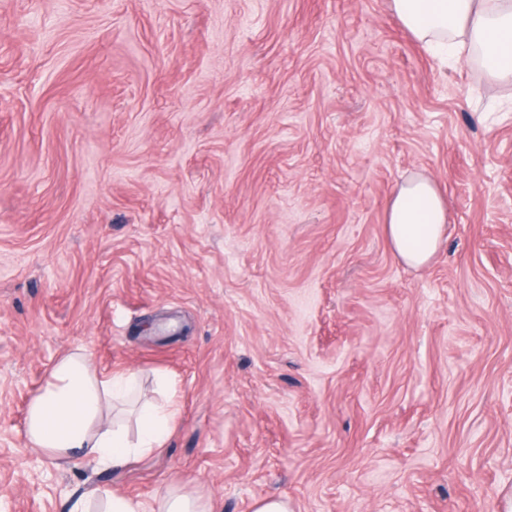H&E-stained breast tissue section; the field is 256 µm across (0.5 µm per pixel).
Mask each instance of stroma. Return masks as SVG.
I'll list each match as a JSON object with an SVG mask.
<instances>
[{
  "label": "stroma",
  "instance_id": "35a3bbf8",
  "mask_svg": "<svg viewBox=\"0 0 512 512\" xmlns=\"http://www.w3.org/2000/svg\"><path fill=\"white\" fill-rule=\"evenodd\" d=\"M512 81L391 0H0V512H512ZM430 177L447 239L385 234ZM154 371L161 455L24 444L57 358ZM448 210L434 183L414 177L402 183L386 210L385 231L393 251L412 267L427 265L445 239ZM151 512H215L210 498L191 486V481L175 479L156 497ZM73 512H146L141 502L124 495L107 494L99 502L79 503Z\"/></svg>",
  "mask_w": 512,
  "mask_h": 512
}]
</instances>
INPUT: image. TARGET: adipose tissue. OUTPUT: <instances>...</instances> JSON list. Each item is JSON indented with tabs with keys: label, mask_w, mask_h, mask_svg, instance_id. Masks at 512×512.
<instances>
[{
	"label": "adipose tissue",
	"mask_w": 512,
	"mask_h": 512,
	"mask_svg": "<svg viewBox=\"0 0 512 512\" xmlns=\"http://www.w3.org/2000/svg\"><path fill=\"white\" fill-rule=\"evenodd\" d=\"M412 35L433 50L457 54L483 50V64L497 77H512V0H392ZM446 201L434 183L414 177L402 183L386 210L385 231L393 251L412 267L427 265L447 232ZM137 407L135 426L125 413ZM179 407L174 395L144 401L133 371L105 373L82 348L62 354L30 400L24 440L50 457L81 456L112 467L152 457L165 448ZM215 505L177 479L148 512H214Z\"/></svg>",
	"instance_id": "adipose-tissue-1"
}]
</instances>
